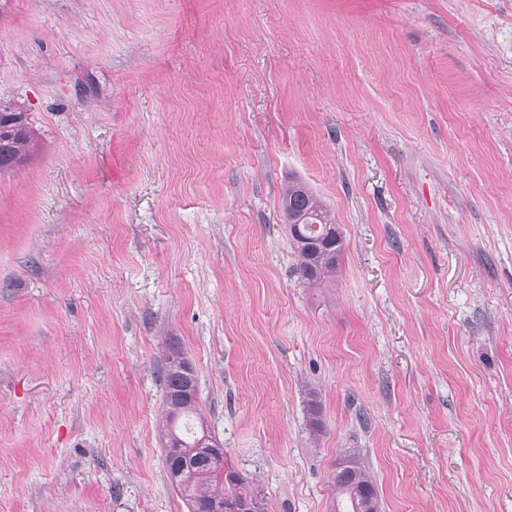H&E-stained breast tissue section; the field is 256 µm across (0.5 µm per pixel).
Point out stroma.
I'll use <instances>...</instances> for the list:
<instances>
[{
    "label": "stroma",
    "instance_id": "1",
    "mask_svg": "<svg viewBox=\"0 0 512 512\" xmlns=\"http://www.w3.org/2000/svg\"><path fill=\"white\" fill-rule=\"evenodd\" d=\"M1 110L0 512H186L172 338L268 512L345 448L381 512H512V0H0ZM292 179L346 239L315 285ZM35 130L24 112H0V172L21 164L35 148ZM283 224L297 258V271L309 284L331 278L345 250V239L331 210L316 193L300 181H289L280 200ZM339 226V225H338ZM330 241V251L316 254L310 245ZM311 250V252L309 251Z\"/></svg>",
    "mask_w": 512,
    "mask_h": 512
}]
</instances>
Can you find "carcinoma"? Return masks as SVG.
Here are the masks:
<instances>
[{"label": "carcinoma", "mask_w": 512, "mask_h": 512, "mask_svg": "<svg viewBox=\"0 0 512 512\" xmlns=\"http://www.w3.org/2000/svg\"><path fill=\"white\" fill-rule=\"evenodd\" d=\"M35 130L22 112H0V172L21 164L35 148ZM282 221L297 258V271L309 284L332 277L345 250L343 234L336 233L331 210L316 193L300 181H290L280 200ZM186 353L176 343L166 347L158 377L163 386L165 413L160 429L165 471L177 461L176 489L187 509L221 512L224 500H248L253 490L224 459L208 454L213 436L199 413L198 382L187 388ZM307 418L310 435L322 431L318 391H308ZM369 499L379 500L376 481L357 448L342 456L332 484V512H363Z\"/></svg>", "instance_id": "1"}]
</instances>
